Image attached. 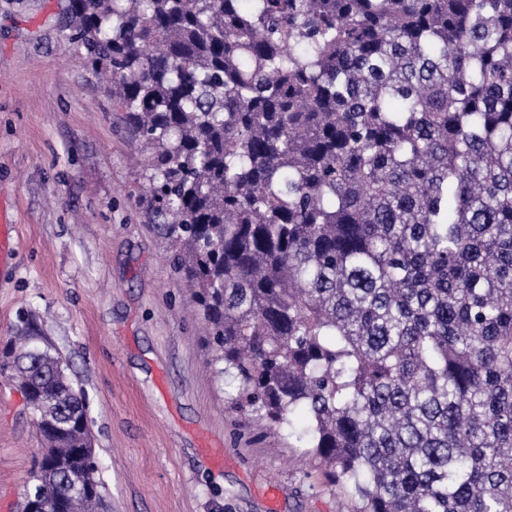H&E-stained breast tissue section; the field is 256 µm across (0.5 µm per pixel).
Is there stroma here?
Here are the masks:
<instances>
[{
	"instance_id": "1",
	"label": "stroma",
	"mask_w": 512,
	"mask_h": 512,
	"mask_svg": "<svg viewBox=\"0 0 512 512\" xmlns=\"http://www.w3.org/2000/svg\"><path fill=\"white\" fill-rule=\"evenodd\" d=\"M67 0H0V353L34 328L86 395L112 512H352L294 438L231 414L206 325L144 218L143 153L66 38ZM40 441L0 373V512Z\"/></svg>"
}]
</instances>
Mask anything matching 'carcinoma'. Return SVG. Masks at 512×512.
<instances>
[{"label":"carcinoma","mask_w":512,"mask_h":512,"mask_svg":"<svg viewBox=\"0 0 512 512\" xmlns=\"http://www.w3.org/2000/svg\"><path fill=\"white\" fill-rule=\"evenodd\" d=\"M146 157V222L231 408L285 429L355 512H512V0H68ZM11 378L86 468L45 339ZM302 421H297V417Z\"/></svg>","instance_id":"1"}]
</instances>
